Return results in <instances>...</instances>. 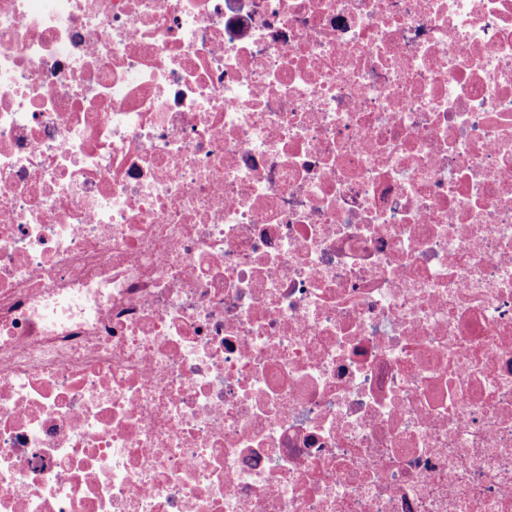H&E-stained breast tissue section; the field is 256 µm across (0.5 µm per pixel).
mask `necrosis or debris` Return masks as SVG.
Segmentation results:
<instances>
[{
	"label": "necrosis or debris",
	"mask_w": 512,
	"mask_h": 512,
	"mask_svg": "<svg viewBox=\"0 0 512 512\" xmlns=\"http://www.w3.org/2000/svg\"><path fill=\"white\" fill-rule=\"evenodd\" d=\"M0 512H512V0H0Z\"/></svg>",
	"instance_id": "obj_1"
}]
</instances>
